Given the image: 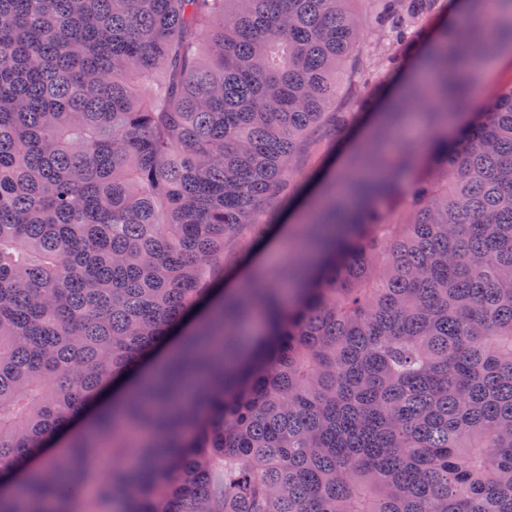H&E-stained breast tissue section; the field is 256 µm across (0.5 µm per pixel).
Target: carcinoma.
Segmentation results:
<instances>
[{"instance_id":"1","label":"carcinoma","mask_w":512,"mask_h":512,"mask_svg":"<svg viewBox=\"0 0 512 512\" xmlns=\"http://www.w3.org/2000/svg\"><path fill=\"white\" fill-rule=\"evenodd\" d=\"M348 2L0 0V512H512V84L449 121L512 0L448 23L407 93L438 137L388 128L342 172L364 205L301 230L305 287L283 303L285 263L222 288L321 124L355 120ZM438 2L383 0L374 64L433 41L411 18ZM198 306L155 383L13 471Z\"/></svg>"}]
</instances>
